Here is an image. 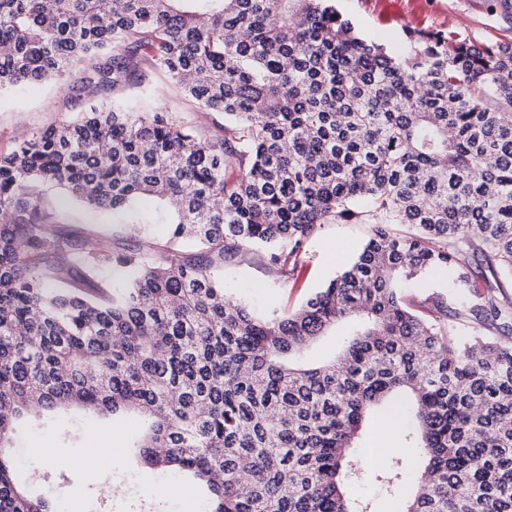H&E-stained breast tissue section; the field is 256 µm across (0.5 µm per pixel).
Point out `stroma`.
I'll return each mask as SVG.
<instances>
[{
	"label": "stroma",
	"instance_id": "35a3bbf8",
	"mask_svg": "<svg viewBox=\"0 0 512 512\" xmlns=\"http://www.w3.org/2000/svg\"><path fill=\"white\" fill-rule=\"evenodd\" d=\"M337 9L366 39L384 44L396 53L410 49V37L419 31H453L460 38L483 41L512 36V9L490 8L489 0H336ZM148 93L152 107L171 113L200 134L213 137L221 132L224 116L204 110L163 72L147 71L143 86L126 88V97ZM108 91L89 96L79 90V77L67 74L0 95V153L10 152L20 140L48 126L74 119L93 102L111 100ZM51 222L81 245L95 251L129 239L128 225L116 224L111 214L98 212L73 200L63 190H50ZM367 224H324L307 240L301 261L288 281L277 280L256 251L225 267L224 282L234 296L248 301L259 313L299 307L314 291L335 277L368 240ZM139 423L124 417L105 418L96 425L70 422L50 424L26 433L21 444L34 454L24 475L38 494L65 500L79 494L81 512H196L201 501L197 490L170 501L152 494V487L168 479L167 474L140 463L129 447ZM112 438L118 455L112 479L125 488L121 498L103 500L98 494L99 471L87 457L93 439ZM56 448L66 464L43 462L42 451ZM349 497L368 503L367 512H404L401 495L387 493L372 474L347 486Z\"/></svg>",
	"mask_w": 512,
	"mask_h": 512
}]
</instances>
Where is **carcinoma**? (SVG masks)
<instances>
[{"instance_id":"1","label":"carcinoma","mask_w":512,"mask_h":512,"mask_svg":"<svg viewBox=\"0 0 512 512\" xmlns=\"http://www.w3.org/2000/svg\"><path fill=\"white\" fill-rule=\"evenodd\" d=\"M0 46V91L76 71L115 93L147 64L224 113L202 139L117 97L0 154V512H58L24 489L17 423L73 408L134 415L143 463L205 488L207 512H359L373 407L411 425L373 471L405 512H512V301L464 261L512 276V39L420 32L402 57L334 0H0ZM50 187L201 249L82 251L49 224ZM331 222L373 235L299 308L226 295L224 262L263 247L286 281ZM435 274L455 292L424 317L400 286Z\"/></svg>"}]
</instances>
